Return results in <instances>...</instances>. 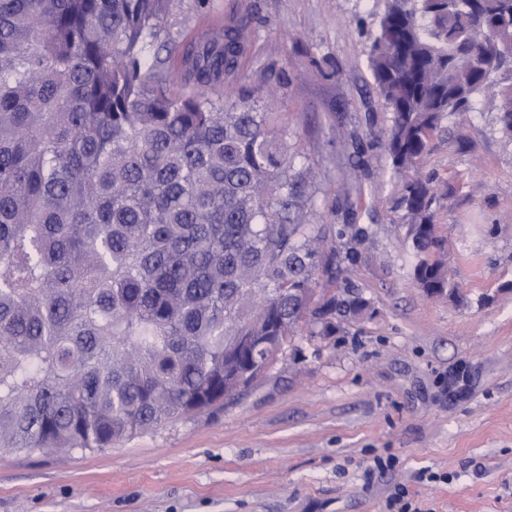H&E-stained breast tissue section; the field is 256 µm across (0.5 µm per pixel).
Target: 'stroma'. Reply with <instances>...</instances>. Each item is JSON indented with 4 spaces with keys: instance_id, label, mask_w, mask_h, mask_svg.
<instances>
[{
    "instance_id": "obj_1",
    "label": "stroma",
    "mask_w": 512,
    "mask_h": 512,
    "mask_svg": "<svg viewBox=\"0 0 512 512\" xmlns=\"http://www.w3.org/2000/svg\"><path fill=\"white\" fill-rule=\"evenodd\" d=\"M377 0H172L187 41L242 25L225 85L271 100L314 168L317 207L374 235L351 278L373 316L296 336L234 402L102 452L0 457V512H512V140L493 114L445 120L422 164L462 302L426 297L381 148L390 123L368 53ZM394 457L379 473L374 461Z\"/></svg>"
}]
</instances>
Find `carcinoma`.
<instances>
[{
	"label": "carcinoma",
	"instance_id": "carcinoma-1",
	"mask_svg": "<svg viewBox=\"0 0 512 512\" xmlns=\"http://www.w3.org/2000/svg\"><path fill=\"white\" fill-rule=\"evenodd\" d=\"M368 67L391 111L421 288L456 291L419 168L476 104L512 138V7L380 0ZM169 0H0V456L98 452L199 415L246 342L283 355L369 305L371 227L326 224L313 168L255 95H224L243 29L173 39ZM181 66L152 57L156 46ZM328 275L319 287V275Z\"/></svg>",
	"mask_w": 512,
	"mask_h": 512
}]
</instances>
